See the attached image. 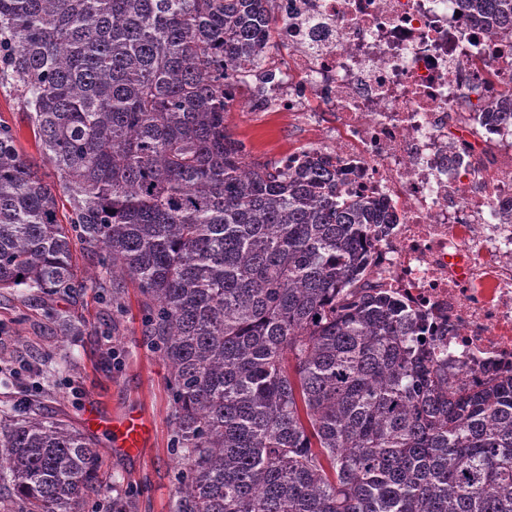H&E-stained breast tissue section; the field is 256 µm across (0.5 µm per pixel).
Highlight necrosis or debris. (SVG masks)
Masks as SVG:
<instances>
[{
    "label": "necrosis or debris",
    "mask_w": 512,
    "mask_h": 512,
    "mask_svg": "<svg viewBox=\"0 0 512 512\" xmlns=\"http://www.w3.org/2000/svg\"><path fill=\"white\" fill-rule=\"evenodd\" d=\"M259 112L307 122L282 158L329 157L396 217L367 285L422 314L461 384L512 369V33L459 0H281Z\"/></svg>",
    "instance_id": "1"
}]
</instances>
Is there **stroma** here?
I'll return each instance as SVG.
<instances>
[{
  "instance_id": "35a3bbf8",
  "label": "stroma",
  "mask_w": 512,
  "mask_h": 512,
  "mask_svg": "<svg viewBox=\"0 0 512 512\" xmlns=\"http://www.w3.org/2000/svg\"><path fill=\"white\" fill-rule=\"evenodd\" d=\"M251 100L248 91L240 92L237 106L226 116L227 131L245 143L253 161H277L297 145L298 125L284 112L255 117ZM0 119L15 131L22 156L53 180L19 94L5 84L0 85ZM60 311L70 312V324L57 320ZM0 362L30 364L38 371L41 389L28 396L10 379L0 380V400L16 411L36 407L44 416L78 428L88 404L108 416L143 417L151 438L136 454H115L101 432L90 437L102 453L104 479L132 490L137 512H169L175 460L168 367L148 344L142 296L134 284H127L119 313L113 311L110 295L95 288L76 297L0 289Z\"/></svg>"
}]
</instances>
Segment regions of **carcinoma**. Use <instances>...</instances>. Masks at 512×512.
I'll return each instance as SVG.
<instances>
[{"label":"carcinoma","mask_w":512,"mask_h":512,"mask_svg":"<svg viewBox=\"0 0 512 512\" xmlns=\"http://www.w3.org/2000/svg\"><path fill=\"white\" fill-rule=\"evenodd\" d=\"M274 0H0V84L59 184L0 120V289L137 284L169 368L170 512H512V373L448 382L425 318L365 289L394 213L322 155L249 160L225 115ZM512 29V0H461ZM102 274L75 269L76 245ZM71 423L0 406V512L108 491Z\"/></svg>","instance_id":"cac0c4a2"}]
</instances>
